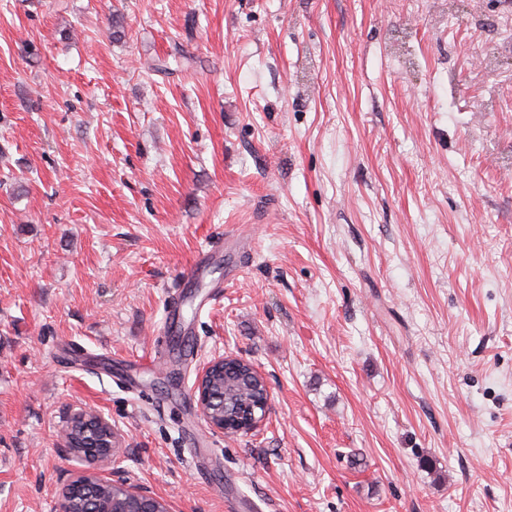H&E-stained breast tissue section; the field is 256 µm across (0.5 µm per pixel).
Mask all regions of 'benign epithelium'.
Returning <instances> with one entry per match:
<instances>
[{
    "label": "benign epithelium",
    "instance_id": "7a95c632",
    "mask_svg": "<svg viewBox=\"0 0 512 512\" xmlns=\"http://www.w3.org/2000/svg\"><path fill=\"white\" fill-rule=\"evenodd\" d=\"M224 363V358H215L203 364L198 375L194 398L201 416L211 429L224 435H229V426L224 422L212 419L210 398L205 387L206 375L213 366ZM270 398L266 397L256 404L245 405L234 416L235 432L243 428L257 429L268 415ZM62 440L65 450L73 456L93 466V469L80 470L75 473L63 486L59 493L53 512H77L81 501L95 503V512H112V497L102 502L99 499L100 488H112L117 481L108 472L114 460L116 448L119 447L118 434L112 430V423L104 415L81 409L67 419V425L62 428Z\"/></svg>",
    "mask_w": 512,
    "mask_h": 512
}]
</instances>
